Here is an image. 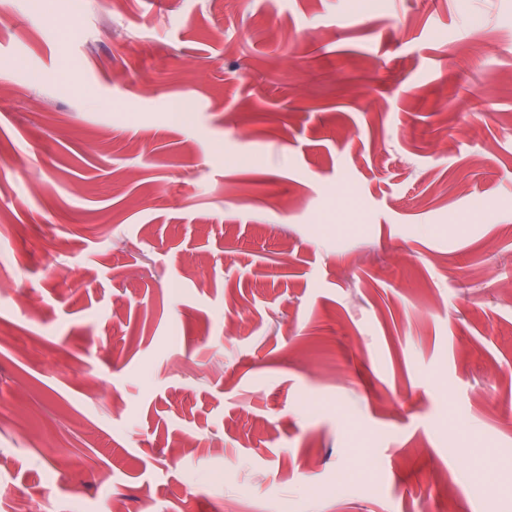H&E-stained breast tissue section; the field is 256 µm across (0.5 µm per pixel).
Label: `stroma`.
<instances>
[{
    "label": "stroma",
    "instance_id": "35a3bbf8",
    "mask_svg": "<svg viewBox=\"0 0 512 512\" xmlns=\"http://www.w3.org/2000/svg\"><path fill=\"white\" fill-rule=\"evenodd\" d=\"M502 272L512 0H0L42 512H512Z\"/></svg>",
    "mask_w": 512,
    "mask_h": 512
}]
</instances>
